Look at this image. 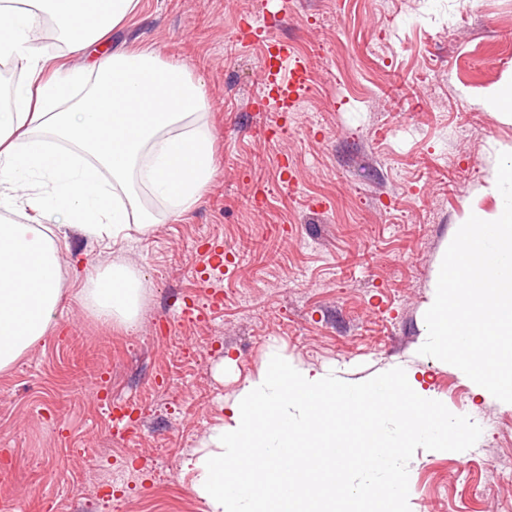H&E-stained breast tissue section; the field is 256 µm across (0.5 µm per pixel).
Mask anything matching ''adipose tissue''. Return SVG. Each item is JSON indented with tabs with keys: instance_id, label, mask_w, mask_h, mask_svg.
<instances>
[{
	"instance_id": "obj_1",
	"label": "adipose tissue",
	"mask_w": 512,
	"mask_h": 512,
	"mask_svg": "<svg viewBox=\"0 0 512 512\" xmlns=\"http://www.w3.org/2000/svg\"><path fill=\"white\" fill-rule=\"evenodd\" d=\"M140 0H0V64L20 72L11 107L0 106V371L55 325L62 301L56 241L43 219L103 238L146 231L191 208L214 174V138L203 118L202 77L136 45L71 67L66 57L105 42ZM44 20L58 46L35 44ZM141 283L128 265L94 269L83 305L103 322L128 324ZM191 461L193 490L209 512H305L296 476L358 467L388 474L369 488L371 512H395L408 488L410 449L433 452L472 441L476 423L448 416L435 393L401 367L372 382L274 357L242 387ZM405 423L399 438L386 420Z\"/></svg>"
}]
</instances>
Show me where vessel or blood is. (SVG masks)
<instances>
[{"instance_id":"1","label":"vessel or blood","mask_w":512,"mask_h":512,"mask_svg":"<svg viewBox=\"0 0 512 512\" xmlns=\"http://www.w3.org/2000/svg\"><path fill=\"white\" fill-rule=\"evenodd\" d=\"M266 57L265 90L269 105L284 112L295 109L309 80L306 63L282 42L277 43L275 50L267 52Z\"/></svg>"}]
</instances>
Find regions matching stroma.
<instances>
[{
	"mask_svg": "<svg viewBox=\"0 0 512 512\" xmlns=\"http://www.w3.org/2000/svg\"><path fill=\"white\" fill-rule=\"evenodd\" d=\"M309 68L295 111L260 100L266 43ZM159 47L205 81L215 175L147 233L60 245L57 326L0 372V512H207L185 463L264 366L369 381L397 364L478 421L416 449L399 512H512V405L419 360L445 251L494 214L512 118V0H140L112 46ZM140 278L137 321L96 319L88 269Z\"/></svg>",
	"mask_w": 512,
	"mask_h": 512,
	"instance_id": "stroma-1",
	"label": "stroma"
}]
</instances>
